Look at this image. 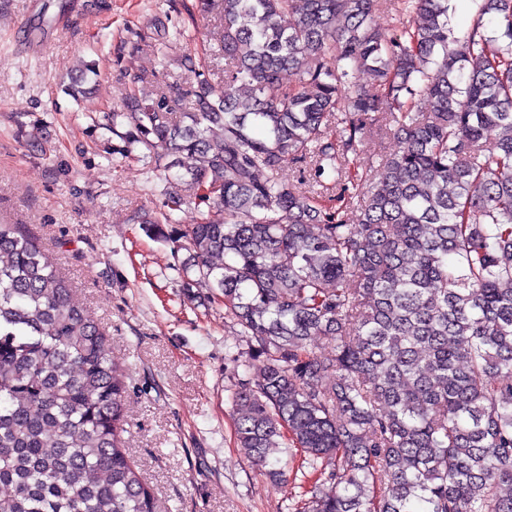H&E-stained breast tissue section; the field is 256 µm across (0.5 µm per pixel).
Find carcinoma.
I'll list each match as a JSON object with an SVG mask.
<instances>
[{
    "instance_id": "obj_1",
    "label": "carcinoma",
    "mask_w": 512,
    "mask_h": 512,
    "mask_svg": "<svg viewBox=\"0 0 512 512\" xmlns=\"http://www.w3.org/2000/svg\"><path fill=\"white\" fill-rule=\"evenodd\" d=\"M385 2L201 0L224 81L197 79L175 111L165 78L195 69L191 38L158 27L187 48L162 52L156 97L125 101L112 153L142 145L167 184L169 211L140 223L207 206L182 287L208 288L261 361L231 392L236 444L261 468L300 449L319 474L302 512H512V0H482L492 39L480 18L455 37L448 0H402L420 22L390 35ZM383 98L399 147L381 181L321 204L277 178L341 176ZM70 291L0 224V512H156L122 438V368Z\"/></svg>"
}]
</instances>
